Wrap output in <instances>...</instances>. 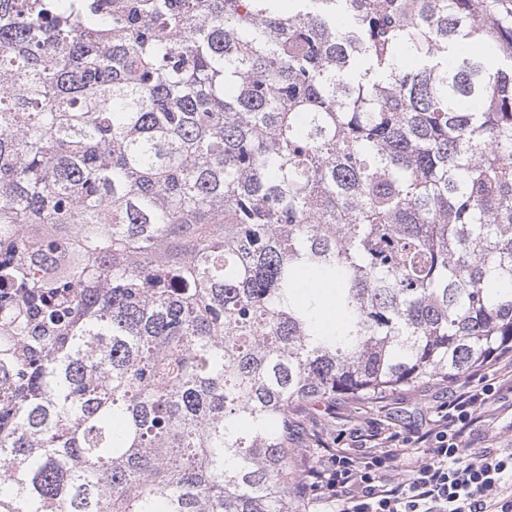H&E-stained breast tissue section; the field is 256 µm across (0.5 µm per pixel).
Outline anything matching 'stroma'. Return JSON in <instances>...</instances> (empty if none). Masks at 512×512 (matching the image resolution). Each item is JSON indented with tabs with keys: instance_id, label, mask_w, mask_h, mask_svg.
Returning a JSON list of instances; mask_svg holds the SVG:
<instances>
[{
	"instance_id": "obj_1",
	"label": "stroma",
	"mask_w": 512,
	"mask_h": 512,
	"mask_svg": "<svg viewBox=\"0 0 512 512\" xmlns=\"http://www.w3.org/2000/svg\"><path fill=\"white\" fill-rule=\"evenodd\" d=\"M447 393V382L435 381L371 399L320 402L302 414L292 435L298 464L304 467L310 463V449L351 446L359 430L384 426L417 438L430 428L434 410ZM466 440L477 448H512V389L498 390Z\"/></svg>"
}]
</instances>
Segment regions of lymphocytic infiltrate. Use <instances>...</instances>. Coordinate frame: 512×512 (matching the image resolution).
<instances>
[{"instance_id": "lymphocytic-infiltrate-1", "label": "lymphocytic infiltrate", "mask_w": 512, "mask_h": 512, "mask_svg": "<svg viewBox=\"0 0 512 512\" xmlns=\"http://www.w3.org/2000/svg\"><path fill=\"white\" fill-rule=\"evenodd\" d=\"M495 380L455 383L424 435L423 459L409 461L395 433L365 435L366 448H339L299 488L323 512H512V448L465 441L492 401Z\"/></svg>"}]
</instances>
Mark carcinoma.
<instances>
[{
	"instance_id": "obj_1",
	"label": "carcinoma",
	"mask_w": 512,
	"mask_h": 512,
	"mask_svg": "<svg viewBox=\"0 0 512 512\" xmlns=\"http://www.w3.org/2000/svg\"><path fill=\"white\" fill-rule=\"evenodd\" d=\"M280 2L0 0V512H302L512 352V0Z\"/></svg>"
}]
</instances>
